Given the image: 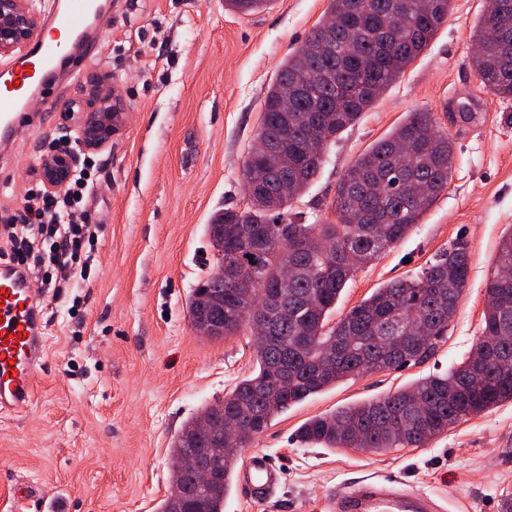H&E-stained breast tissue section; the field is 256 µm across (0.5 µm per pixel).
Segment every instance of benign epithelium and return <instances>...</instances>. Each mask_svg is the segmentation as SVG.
Wrapping results in <instances>:
<instances>
[{
	"label": "benign epithelium",
	"mask_w": 512,
	"mask_h": 512,
	"mask_svg": "<svg viewBox=\"0 0 512 512\" xmlns=\"http://www.w3.org/2000/svg\"><path fill=\"white\" fill-rule=\"evenodd\" d=\"M39 25L33 0H0V54L22 49L33 37ZM64 112L78 125L77 149L64 155L53 148L41 156L40 176L44 186L55 190L67 183L83 153L103 148L122 121L123 104L110 95L80 105L74 111L70 103Z\"/></svg>",
	"instance_id": "7a95c632"
}]
</instances>
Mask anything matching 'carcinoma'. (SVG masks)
Segmentation results:
<instances>
[{
	"mask_svg": "<svg viewBox=\"0 0 512 512\" xmlns=\"http://www.w3.org/2000/svg\"><path fill=\"white\" fill-rule=\"evenodd\" d=\"M489 8L474 31L472 63L483 88L512 100V58L495 40L504 18ZM234 12L265 9L269 0H225ZM449 0H330L336 19V69L327 83L328 58L299 49L288 55L268 88L258 135L286 133L279 153L249 152L243 183L250 203L216 212L208 224L216 260L224 261V298L202 309L198 295L216 288L211 278L195 288L188 312L199 313L206 338L237 333L255 319L252 304H271L269 332L254 347L253 373L224 399L187 419L169 448L171 461L199 447L200 418L224 407V421L247 434L264 432L279 414L311 395L367 373L419 363L446 335L468 283L463 244L439 252L420 273L397 279L329 318L356 270L395 246L448 188L455 144L440 133L431 112H411L367 148L342 174L333 204L336 220L305 224L292 202L320 173L327 148L428 46L448 19ZM299 88L285 96L284 86ZM293 270L283 275L282 252ZM512 231L499 241L485 284L483 326L475 346L444 374L421 377L373 400L315 416L298 441L323 448H420L471 415L512 402ZM241 450L213 453L216 481L199 490L171 467L169 489L156 512H224V498Z\"/></svg>",
	"mask_w": 512,
	"mask_h": 512,
	"instance_id": "obj_1",
	"label": "carcinoma"
}]
</instances>
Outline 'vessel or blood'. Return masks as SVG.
Returning <instances> with one entry per match:
<instances>
[{
  "label": "vessel or blood",
  "instance_id": "obj_1",
  "mask_svg": "<svg viewBox=\"0 0 512 512\" xmlns=\"http://www.w3.org/2000/svg\"><path fill=\"white\" fill-rule=\"evenodd\" d=\"M92 0H67L52 12L48 32L35 36L24 55L0 67V130H9L26 116V98L43 91L44 77L58 66L81 79L86 54L73 50L84 41L96 46L91 34ZM43 315L28 288V272L0 265V414H18L35 403L38 370L46 351ZM282 477L272 456L249 455L239 470V480L251 489L253 500L269 498ZM333 512H435L431 500L398 488L394 479L362 483L336 495Z\"/></svg>",
  "mask_w": 512,
  "mask_h": 512
}]
</instances>
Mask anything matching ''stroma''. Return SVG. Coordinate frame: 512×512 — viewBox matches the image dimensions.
<instances>
[{"mask_svg": "<svg viewBox=\"0 0 512 512\" xmlns=\"http://www.w3.org/2000/svg\"><path fill=\"white\" fill-rule=\"evenodd\" d=\"M329 3L273 0L242 15L224 0H109L86 80L60 74L51 99L29 100L32 121L0 146V225L39 183L43 151L75 137L64 103L113 92L125 115L97 153L85 215L98 237L90 278L72 275L58 292L31 282L47 351L34 405L0 415V512H155L174 435L251 372L250 332L199 336L187 301L214 262L211 216L247 204L243 164L265 93ZM486 7L450 0L427 48L337 138L292 203L305 223L331 220L344 170L408 113H433L456 147L448 187L407 237L355 273L331 318L461 242L469 278L446 336L423 362L348 380L275 418L251 450L274 456L284 471L279 486L256 502L234 485L224 512H328L336 490L385 476L425 493L441 512H499L502 494L512 493V403L469 416L422 448H305L296 440L312 417L448 371L481 333L485 282L512 227V101L484 90L472 66Z\"/></svg>", "mask_w": 512, "mask_h": 512, "instance_id": "obj_1", "label": "stroma"}]
</instances>
